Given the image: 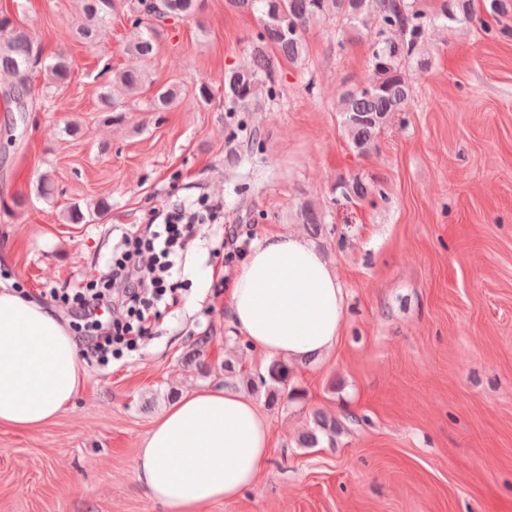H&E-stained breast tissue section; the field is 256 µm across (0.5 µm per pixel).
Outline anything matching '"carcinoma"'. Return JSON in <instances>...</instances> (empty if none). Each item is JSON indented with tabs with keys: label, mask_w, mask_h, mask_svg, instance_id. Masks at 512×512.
Listing matches in <instances>:
<instances>
[{
	"label": "carcinoma",
	"mask_w": 512,
	"mask_h": 512,
	"mask_svg": "<svg viewBox=\"0 0 512 512\" xmlns=\"http://www.w3.org/2000/svg\"><path fill=\"white\" fill-rule=\"evenodd\" d=\"M236 9L260 14L262 29L250 46L249 62L224 71V104L229 112H259L278 94L276 67L284 59L302 63L307 55V31L330 18L340 23L336 46L344 47L346 36L370 42V68L359 83L343 85L336 98L340 125L354 151L364 154L374 145L380 131L395 112H404L412 98L407 77L410 63H431L432 32L467 28L477 24L484 33L496 22L512 16V0H227ZM201 0H84L85 21L77 27L82 39H90L111 24L112 14L125 8L147 17V23L127 42L132 64L112 73V82L100 94L102 105L114 112L119 101L136 98L149 80L145 62L155 53L156 23L185 19L201 9ZM42 48L36 34L26 25L0 14V74L12 78L3 92L4 102L18 112L28 111L23 89L33 67L41 60ZM71 64L63 58L44 63L48 87L60 88L69 79ZM182 90L176 85L160 88L151 105L157 112L176 104ZM345 201L364 200L379 192L360 176L338 183ZM298 223L313 234L322 231L325 216L312 202L297 208ZM290 368L281 361L269 364L261 384L269 386L268 397L277 403L299 398L300 391L288 388Z\"/></svg>",
	"instance_id": "obj_1"
}]
</instances>
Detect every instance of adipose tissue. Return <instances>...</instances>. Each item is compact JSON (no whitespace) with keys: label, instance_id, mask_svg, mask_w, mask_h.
I'll use <instances>...</instances> for the list:
<instances>
[{"label":"adipose tissue","instance_id":"adipose-tissue-1","mask_svg":"<svg viewBox=\"0 0 512 512\" xmlns=\"http://www.w3.org/2000/svg\"><path fill=\"white\" fill-rule=\"evenodd\" d=\"M224 305L252 350L292 363L330 352L345 316L337 274L294 232L271 231L249 247ZM83 383L65 324L0 281V425L28 432L52 422ZM270 452V425L249 396L203 389L156 418L135 472L168 512H203L254 489Z\"/></svg>","mask_w":512,"mask_h":512}]
</instances>
